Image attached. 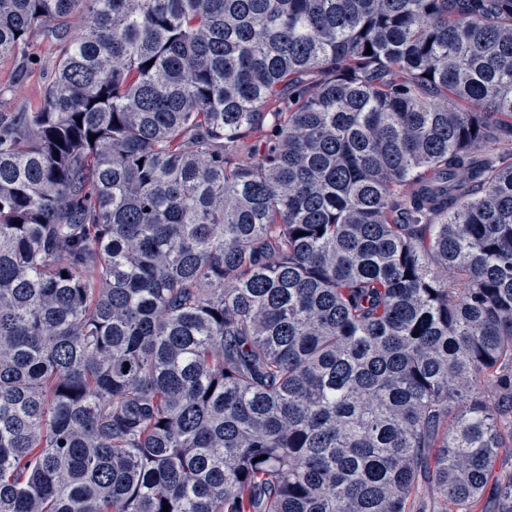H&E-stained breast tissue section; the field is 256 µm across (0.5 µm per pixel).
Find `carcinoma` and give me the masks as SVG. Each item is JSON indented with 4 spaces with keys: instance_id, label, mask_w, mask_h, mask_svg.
<instances>
[{
    "instance_id": "cac0c4a2",
    "label": "carcinoma",
    "mask_w": 512,
    "mask_h": 512,
    "mask_svg": "<svg viewBox=\"0 0 512 512\" xmlns=\"http://www.w3.org/2000/svg\"><path fill=\"white\" fill-rule=\"evenodd\" d=\"M38 30L0 512H512V0H0Z\"/></svg>"
}]
</instances>
